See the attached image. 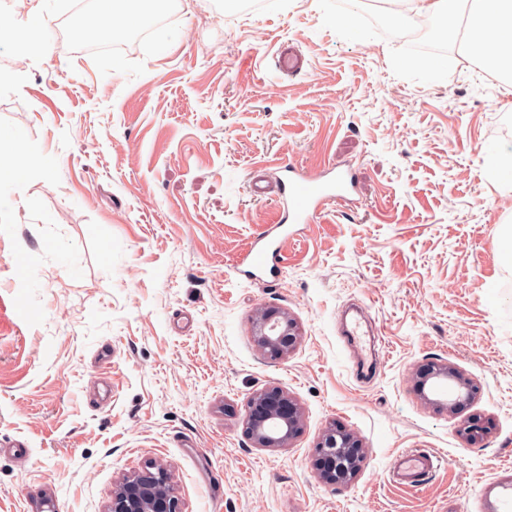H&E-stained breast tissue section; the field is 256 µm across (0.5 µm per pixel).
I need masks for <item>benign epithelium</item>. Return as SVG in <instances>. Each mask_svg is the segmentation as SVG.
I'll use <instances>...</instances> for the list:
<instances>
[{
	"instance_id": "7a95c632",
	"label": "benign epithelium",
	"mask_w": 512,
	"mask_h": 512,
	"mask_svg": "<svg viewBox=\"0 0 512 512\" xmlns=\"http://www.w3.org/2000/svg\"><path fill=\"white\" fill-rule=\"evenodd\" d=\"M255 340L272 358H280L293 348L299 328L287 312L262 308L253 317ZM424 383L444 380L451 385L455 399L448 402L452 409L468 403L475 394V384L462 372L448 364H432L422 373ZM301 412L295 400L284 390L266 388L257 391L249 400L245 418L249 439L260 448H277L286 444L300 429ZM362 448L350 434L330 428L317 446L316 462L329 459L332 466L322 470V478L336 485L349 484L358 474ZM108 512H181L170 488L168 476L162 469L146 470L124 479L112 495Z\"/></svg>"
}]
</instances>
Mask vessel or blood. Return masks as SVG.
Masks as SVG:
<instances>
[{
	"instance_id": "1",
	"label": "vessel or blood",
	"mask_w": 512,
	"mask_h": 512,
	"mask_svg": "<svg viewBox=\"0 0 512 512\" xmlns=\"http://www.w3.org/2000/svg\"><path fill=\"white\" fill-rule=\"evenodd\" d=\"M349 190L346 171L327 170L321 176H299L281 182L278 195L288 210L285 223L267 225L251 248L237 262V272L247 276L260 273L275 277L280 272L278 244L288 234L289 224L310 223L326 202L342 200ZM436 456L427 451L405 452L393 462L390 474L399 485L414 488L426 481L435 468Z\"/></svg>"
}]
</instances>
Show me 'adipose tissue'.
Listing matches in <instances>:
<instances>
[{"mask_svg": "<svg viewBox=\"0 0 512 512\" xmlns=\"http://www.w3.org/2000/svg\"><path fill=\"white\" fill-rule=\"evenodd\" d=\"M390 18L401 28L414 27L419 18L456 22L466 16L459 51L488 73L512 82V0H396Z\"/></svg>", "mask_w": 512, "mask_h": 512, "instance_id": "1", "label": "adipose tissue"}]
</instances>
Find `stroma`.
Listing matches in <instances>:
<instances>
[{"label":"stroma","instance_id":"1","mask_svg":"<svg viewBox=\"0 0 512 512\" xmlns=\"http://www.w3.org/2000/svg\"><path fill=\"white\" fill-rule=\"evenodd\" d=\"M101 2L0 0L47 22L42 51L0 41V129L24 138L0 152L26 171L0 208V512H107L149 465L182 512H512V184L488 158L512 149V85L450 40L432 79L403 29L341 20L338 0L234 17L169 0L159 32L96 52L71 19ZM289 167L347 168L353 187L292 226L276 282L240 278L281 213L266 180ZM268 306L300 329L278 359L251 332ZM433 362L471 378L474 401L423 400ZM267 387L301 408L281 448L245 433ZM332 426L364 449L346 486L314 467ZM412 449L438 466L396 486L388 468Z\"/></svg>","mask_w":512,"mask_h":512}]
</instances>
